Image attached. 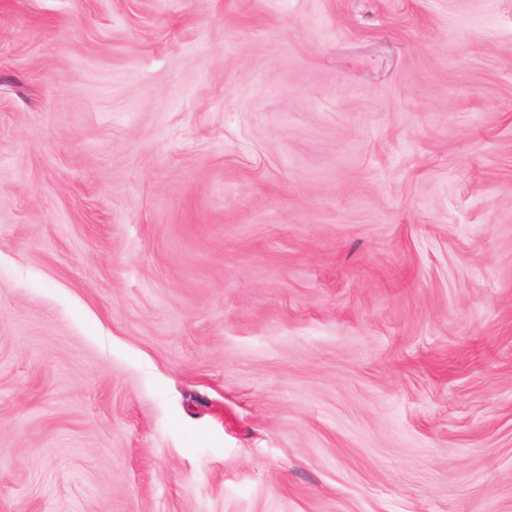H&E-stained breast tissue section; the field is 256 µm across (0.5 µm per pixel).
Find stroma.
Masks as SVG:
<instances>
[{"mask_svg":"<svg viewBox=\"0 0 512 512\" xmlns=\"http://www.w3.org/2000/svg\"><path fill=\"white\" fill-rule=\"evenodd\" d=\"M0 512H512V0H0Z\"/></svg>","mask_w":512,"mask_h":512,"instance_id":"obj_1","label":"stroma"}]
</instances>
